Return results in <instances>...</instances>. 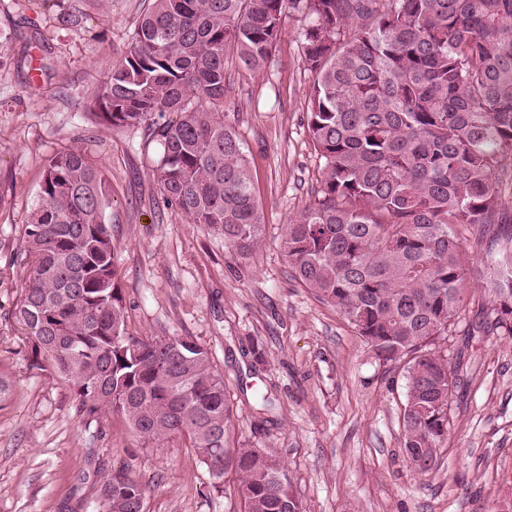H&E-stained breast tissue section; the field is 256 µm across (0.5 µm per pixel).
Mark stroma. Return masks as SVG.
<instances>
[{
    "mask_svg": "<svg viewBox=\"0 0 512 512\" xmlns=\"http://www.w3.org/2000/svg\"><path fill=\"white\" fill-rule=\"evenodd\" d=\"M147 0H0V512H95L102 473L146 487V512H240L184 441L144 445L117 413L88 420L67 380L28 367L13 312L26 279L22 227L46 158L81 146L112 187L106 214L125 303L140 338L190 336L223 373L234 425L286 462L306 512H512V337L472 336V298L442 347L460 385L438 463L420 474L401 448L405 380L380 364L335 306L292 276L284 224L316 190L309 90L296 17L261 72L230 60L224 110L247 155L264 235L249 255L165 205L151 125L112 127L93 111ZM273 426L257 430L253 390Z\"/></svg>",
    "mask_w": 512,
    "mask_h": 512,
    "instance_id": "1",
    "label": "stroma"
}]
</instances>
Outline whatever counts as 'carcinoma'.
Instances as JSON below:
<instances>
[{
  "label": "carcinoma",
  "instance_id": "obj_1",
  "mask_svg": "<svg viewBox=\"0 0 512 512\" xmlns=\"http://www.w3.org/2000/svg\"><path fill=\"white\" fill-rule=\"evenodd\" d=\"M315 75L307 132L324 159L319 189L288 217L297 282L330 303L406 379L402 449L425 473L448 436L458 381L436 341L472 287L484 333L512 336V0H148L132 46L107 73L101 119L154 117L164 201L247 254L263 212L249 162L224 120L226 63L260 72L289 11ZM112 190L80 148L53 155L23 228L30 269L15 318L29 367L73 384L89 416L120 413L143 443L187 440L223 491L237 473L243 512H305L285 464L248 442L227 450L232 411L209 350L179 336L144 340L125 304L105 222ZM476 229L488 259L461 231ZM146 489L103 477L97 512H146Z\"/></svg>",
  "mask_w": 512,
  "mask_h": 512
}]
</instances>
